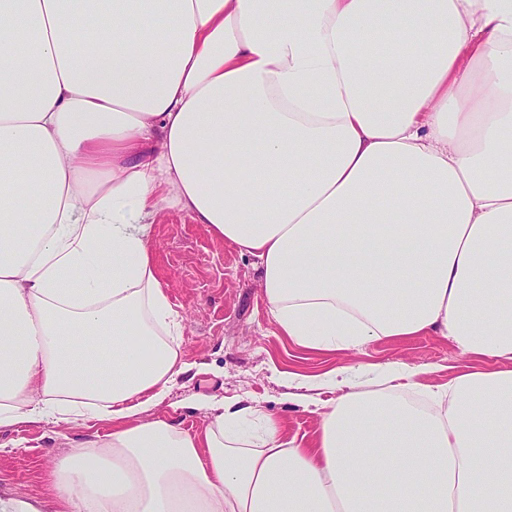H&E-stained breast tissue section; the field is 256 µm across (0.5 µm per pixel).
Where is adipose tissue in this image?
<instances>
[{"label":"adipose tissue","instance_id":"1","mask_svg":"<svg viewBox=\"0 0 512 512\" xmlns=\"http://www.w3.org/2000/svg\"><path fill=\"white\" fill-rule=\"evenodd\" d=\"M172 206L297 346L512 361V0H0V428L112 425L60 512H512V368L337 369L308 447L239 402L141 420L184 370Z\"/></svg>","mask_w":512,"mask_h":512}]
</instances>
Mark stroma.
<instances>
[{
    "label": "stroma",
    "instance_id": "obj_1",
    "mask_svg": "<svg viewBox=\"0 0 512 512\" xmlns=\"http://www.w3.org/2000/svg\"><path fill=\"white\" fill-rule=\"evenodd\" d=\"M150 235L157 245L156 276L181 315L177 342L186 370L164 403L142 413V420L166 418L184 431L200 433L210 422L207 405L251 401L280 419L289 437L308 444L320 416L301 401L303 378L340 367L405 364L417 370L420 384L436 389L472 368L500 366L493 359L462 355L447 338L433 334L372 341L358 351L298 347L278 335L267 313L257 259L175 208L158 217ZM110 430L98 422L78 426L30 421L0 431V486L20 498L53 502L51 460L90 433Z\"/></svg>",
    "mask_w": 512,
    "mask_h": 512
}]
</instances>
